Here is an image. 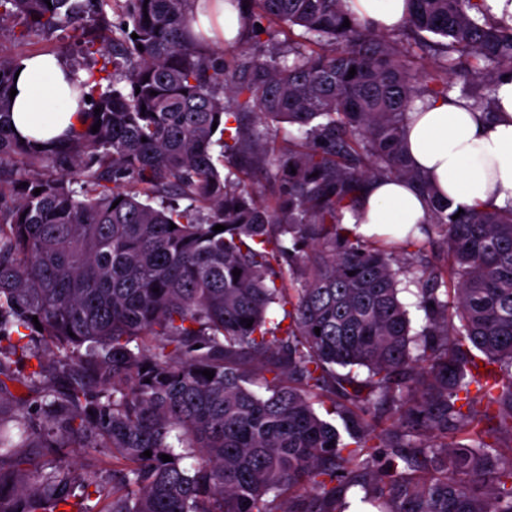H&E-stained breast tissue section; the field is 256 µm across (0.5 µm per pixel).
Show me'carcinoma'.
<instances>
[{
	"label": "carcinoma",
	"mask_w": 512,
	"mask_h": 512,
	"mask_svg": "<svg viewBox=\"0 0 512 512\" xmlns=\"http://www.w3.org/2000/svg\"><path fill=\"white\" fill-rule=\"evenodd\" d=\"M188 2L0 0L15 41L61 29L95 67L70 68L81 128L39 149L12 130L0 55V512H68L63 448L109 449L98 512H346L350 491L377 512H512V205L459 213L403 147L415 103L457 84L489 111L512 27L486 0H411L406 30L439 38L419 74L345 0H241L226 60ZM263 19L288 29L276 60L253 48ZM284 123L303 138L278 147ZM376 178L427 197L445 264L342 224ZM399 279L401 280L398 287L401 289L399 296L409 312L412 327L411 334H415L421 331L422 327L426 324L425 312L419 307L420 304L417 287L410 284L408 279L403 275H401Z\"/></svg>",
	"instance_id": "cac0c4a2"
}]
</instances>
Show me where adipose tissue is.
Here are the masks:
<instances>
[{
    "label": "adipose tissue",
    "mask_w": 512,
    "mask_h": 512,
    "mask_svg": "<svg viewBox=\"0 0 512 512\" xmlns=\"http://www.w3.org/2000/svg\"><path fill=\"white\" fill-rule=\"evenodd\" d=\"M346 8L375 30L404 25L408 0H345ZM193 29L207 40L238 45L245 38L237 0H191ZM13 87L15 132L38 144L64 138L80 124L83 104L69 86L70 70L52 53L23 58ZM406 133V151L420 174L453 205L503 207L512 202V75L500 78L492 112L459 106L456 97L416 102ZM426 198L404 179L368 184L342 221L366 238L406 236L425 223Z\"/></svg>",
    "instance_id": "1"
}]
</instances>
